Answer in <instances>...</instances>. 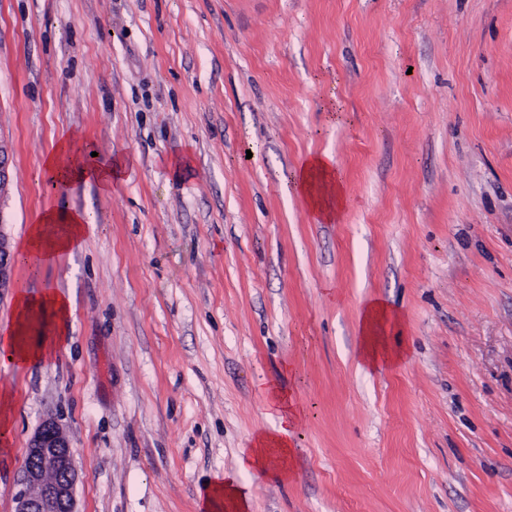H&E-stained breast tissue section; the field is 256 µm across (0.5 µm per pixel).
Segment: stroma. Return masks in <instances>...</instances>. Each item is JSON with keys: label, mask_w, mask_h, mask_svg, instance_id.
Wrapping results in <instances>:
<instances>
[{"label": "stroma", "mask_w": 512, "mask_h": 512, "mask_svg": "<svg viewBox=\"0 0 512 512\" xmlns=\"http://www.w3.org/2000/svg\"><path fill=\"white\" fill-rule=\"evenodd\" d=\"M67 131L130 180L50 189ZM0 138L13 242L48 206L91 219L14 270L72 315L53 357L0 365V512L49 416L78 512H201L287 364L300 465L247 476L252 512H512V0H0ZM310 154L338 223L291 186ZM376 297L408 356L372 370ZM293 190L306 202L316 224L338 223L346 206L345 184L335 159L328 154L304 157L291 174ZM399 319V314L381 299L373 300L364 310L359 326L358 355L365 367L392 365L406 356L407 349L389 347L383 340L388 327Z\"/></svg>", "instance_id": "obj_1"}]
</instances>
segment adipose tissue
Returning <instances> with one entry per match:
<instances>
[{
	"label": "adipose tissue",
	"instance_id": "obj_1",
	"mask_svg": "<svg viewBox=\"0 0 512 512\" xmlns=\"http://www.w3.org/2000/svg\"><path fill=\"white\" fill-rule=\"evenodd\" d=\"M43 170L54 187L66 188L78 182L102 188L123 181L127 162L120 157L97 156L89 160L73 134L61 135L52 151L44 155ZM293 190L306 202L314 223L340 221L347 198L343 176L335 159L327 154L304 157L291 174ZM90 223L86 212L44 209L38 211L17 248L20 261L37 258L48 262L78 248ZM71 312L68 297L47 289L37 295L19 293L15 319L6 335L0 336V358L15 366H26L51 358L66 330ZM399 315L385 301L373 300L365 309L359 326L358 355L368 368L395 364L406 355L405 348L389 347L384 336ZM262 392L277 414L278 423L259 432L251 448L238 460L237 470L216 474L200 494L204 512H251V489L247 474L278 470L294 476L298 460L291 437L302 423L303 413L293 388L283 378L264 381Z\"/></svg>",
	"mask_w": 512,
	"mask_h": 512
}]
</instances>
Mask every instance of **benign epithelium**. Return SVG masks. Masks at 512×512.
Returning a JSON list of instances; mask_svg holds the SVG:
<instances>
[{"label": "benign epithelium", "mask_w": 512, "mask_h": 512, "mask_svg": "<svg viewBox=\"0 0 512 512\" xmlns=\"http://www.w3.org/2000/svg\"><path fill=\"white\" fill-rule=\"evenodd\" d=\"M11 147L0 140V195L12 179ZM15 253L6 225L0 224V300L13 287ZM78 472L68 438L54 417L42 421L29 441L28 453L15 497L14 512H76Z\"/></svg>", "instance_id": "obj_1"}]
</instances>
